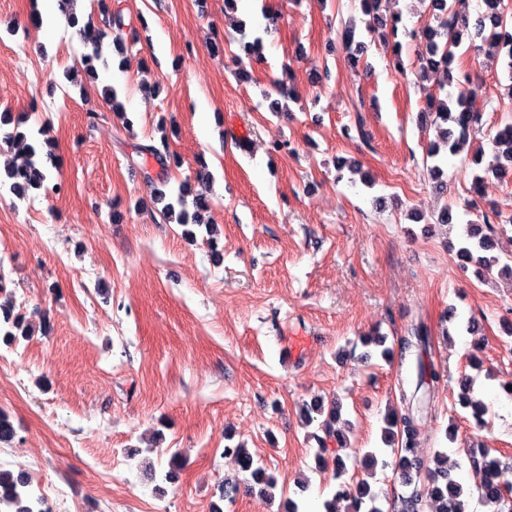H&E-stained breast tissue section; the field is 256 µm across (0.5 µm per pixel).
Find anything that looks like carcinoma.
I'll return each instance as SVG.
<instances>
[{
    "instance_id": "1",
    "label": "carcinoma",
    "mask_w": 512,
    "mask_h": 512,
    "mask_svg": "<svg viewBox=\"0 0 512 512\" xmlns=\"http://www.w3.org/2000/svg\"><path fill=\"white\" fill-rule=\"evenodd\" d=\"M390 2L391 0H360V8L364 14L373 16L388 28V35L381 36V41L384 47L390 49L395 66L402 70L404 64L401 45L397 41L401 16L395 12L387 18L381 15L383 5ZM429 8L433 23L417 30L421 47L417 59L419 77L424 79L431 73L443 70L446 72L448 84L458 81L459 76L452 75L450 65L462 39L467 37L471 47L477 52L488 46L503 53V71L512 82V23L504 15L503 0H481L480 10L474 17L470 16L469 0H429ZM104 16L108 26L106 30L95 26L91 21L83 25L76 16L66 15L68 25L85 42L92 45V53L87 55L84 67L85 74L89 77L95 74V63L103 60L102 44L107 36L113 37L112 44L116 46L124 44L123 32L126 23L122 13L106 9ZM469 98L470 86L466 85L460 87L455 94L448 92L443 99L433 98L427 102L431 113L435 115L433 122L440 142L430 143L424 163L435 179L443 175V154H456L468 140L470 129L479 120V114L471 111L468 105ZM13 122L16 126L13 131L4 133L3 142L10 146L16 142L22 143L27 157L20 165L5 167V171L0 174V187H7L13 195L22 199L29 191L44 187L50 171L58 168V157L52 150L43 151L28 142L27 133L19 130V126L25 123L24 118L14 120L0 114V127ZM493 143V161L487 166L486 173L503 177L512 170V125L499 130ZM136 154L145 162L153 159L163 169L169 166L170 153L165 143L160 147L153 144L139 145ZM199 181L201 191L197 193L187 183L169 200L164 192H159L157 201L163 203L162 214L168 222L174 221L183 226L202 223L201 212L208 209L204 191L209 187L210 174L200 175ZM189 195L193 196L192 212L187 209L186 197ZM511 227L512 218L505 219L502 212L496 210L492 215L485 216L481 224L464 225L457 256L464 262H473L478 266L500 262V257L491 256L489 252L497 247L499 237L506 234ZM0 336L7 345L14 344L20 336H29L23 318L13 314L12 309L6 306H0ZM429 347L430 330L422 321L413 324L408 335L400 341V356L404 357L407 352L416 350V362L411 373L415 384L410 391L405 387V381L398 379L401 407L388 413L382 442L392 447L399 456L395 471L402 472V479L408 484L417 481L422 484L420 493L404 500V512H423L425 509L432 512H467L462 485L448 476V468L444 462L447 453L436 451V467L433 469L423 468V463L418 458L419 447L428 440L426 421L435 390L442 381L441 373L424 359ZM470 390V381L467 380L463 384L459 404L463 408H471L474 414H486L483 404L471 399ZM304 412L305 421L309 425L315 422V416L323 417L318 422V429L326 437L337 440L338 448L335 449L333 466L336 477H341L345 471V463L340 451L346 448V441L334 428L340 414V404L335 402L326 409L315 400L304 407ZM232 451L241 471L248 473L251 480L261 486L260 495L272 497V491L276 487L275 479L267 474L265 468L258 465L244 445L237 444L232 447ZM489 453L490 449L484 448L481 458L473 459V464L481 469L485 477L497 475L500 466L499 460L489 456ZM29 486L27 475L0 470V512H43L41 499L31 494ZM352 487V491L340 495V498L349 502L346 512H382L376 505L377 495L367 480L355 481ZM480 500L487 507V512H512V493L495 482H482Z\"/></svg>"
}]
</instances>
